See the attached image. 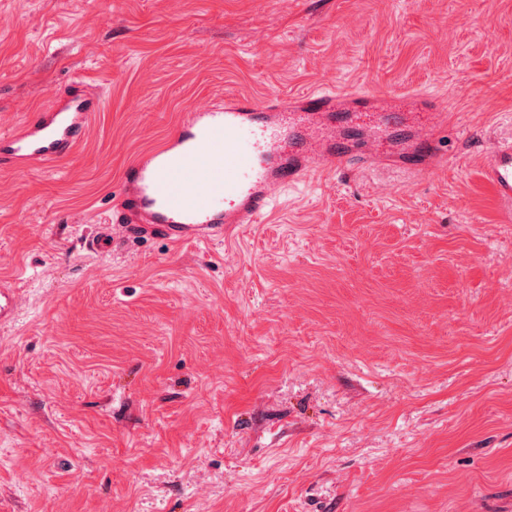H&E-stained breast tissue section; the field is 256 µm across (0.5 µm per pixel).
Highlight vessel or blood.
<instances>
[{
    "instance_id": "b4317fda",
    "label": "vessel or blood",
    "mask_w": 512,
    "mask_h": 512,
    "mask_svg": "<svg viewBox=\"0 0 512 512\" xmlns=\"http://www.w3.org/2000/svg\"><path fill=\"white\" fill-rule=\"evenodd\" d=\"M102 107L95 86L71 81L47 106L28 109L18 131L0 133V168L24 172L63 160ZM450 120L423 92L332 86L188 109L172 137L125 171L111 218L95 225L86 247L104 254L147 235L208 242L230 225L262 223L289 188L314 176L343 178L368 166L437 170L447 157L436 132ZM481 175L511 221L512 142L487 155ZM19 305L16 289L0 284V329L15 321Z\"/></svg>"
}]
</instances>
